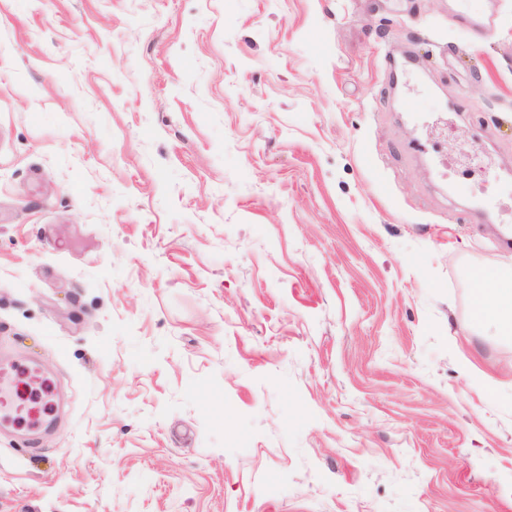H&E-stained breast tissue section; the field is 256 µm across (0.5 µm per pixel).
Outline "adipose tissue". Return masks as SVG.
Instances as JSON below:
<instances>
[{"label":"adipose tissue","mask_w":512,"mask_h":512,"mask_svg":"<svg viewBox=\"0 0 512 512\" xmlns=\"http://www.w3.org/2000/svg\"><path fill=\"white\" fill-rule=\"evenodd\" d=\"M472 317L475 323L493 325L497 335L512 337V271L474 270Z\"/></svg>","instance_id":"1"}]
</instances>
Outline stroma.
<instances>
[{
  "label": "stroma",
  "mask_w": 512,
  "mask_h": 512,
  "mask_svg": "<svg viewBox=\"0 0 512 512\" xmlns=\"http://www.w3.org/2000/svg\"><path fill=\"white\" fill-rule=\"evenodd\" d=\"M510 164L512 0H0V512H512ZM472 280V317L491 324L498 336L512 337V274L510 270L475 269Z\"/></svg>",
  "instance_id": "35a3bbf8"
}]
</instances>
